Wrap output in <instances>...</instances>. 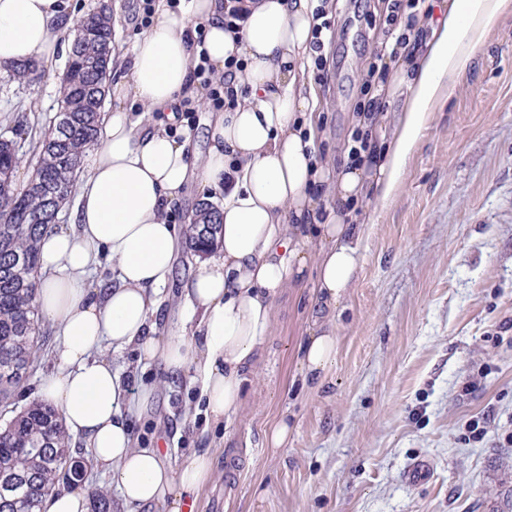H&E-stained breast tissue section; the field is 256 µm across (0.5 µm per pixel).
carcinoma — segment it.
<instances>
[{
	"mask_svg": "<svg viewBox=\"0 0 512 512\" xmlns=\"http://www.w3.org/2000/svg\"><path fill=\"white\" fill-rule=\"evenodd\" d=\"M112 46V14L102 4L90 15V28L76 32L59 105L65 130L52 127L40 141L38 159L23 187L15 177L21 157L13 141L0 140V407L31 376L38 352L35 306L42 230L58 222L72 192L73 173L99 137ZM33 63L12 67V80L30 83ZM221 245L218 207L201 202L189 231V246L207 254ZM81 467L77 452L54 408L35 403L0 426V512H43V502L60 479Z\"/></svg>",
	"mask_w": 512,
	"mask_h": 512,
	"instance_id": "1",
	"label": "carcinoma"
}]
</instances>
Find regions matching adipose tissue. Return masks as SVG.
<instances>
[{"instance_id": "ef3b65f1", "label": "adipose tissue", "mask_w": 512, "mask_h": 512, "mask_svg": "<svg viewBox=\"0 0 512 512\" xmlns=\"http://www.w3.org/2000/svg\"><path fill=\"white\" fill-rule=\"evenodd\" d=\"M224 25V0H156L150 24L130 49L113 54L99 140L81 175L70 223L43 233L36 305L56 328L58 371L37 391L58 408L95 464L109 472L125 504L194 512L212 481L210 450L172 469L159 447L138 446L129 415L153 392L130 395L102 351L129 347L143 365L187 377L205 420L230 426L270 334L273 301L315 270L314 328L299 349L306 380L323 383L336 359V311L357 278L373 217H346L362 200L393 199L426 126L436 94L473 65L474 49L512 0H448L421 47L402 46L379 91L399 112L360 113L357 127L380 130L363 160L317 154L316 87L306 73L318 0H240ZM78 18L63 0H0V64L39 58L51 64ZM203 39L214 85L233 93L192 146L183 108L208 97L190 46ZM142 105L138 115L129 104ZM201 197L223 191V259L201 263L186 282L190 338L158 334L162 294L182 233L168 215L188 186ZM114 277L94 279L103 261Z\"/></svg>"}]
</instances>
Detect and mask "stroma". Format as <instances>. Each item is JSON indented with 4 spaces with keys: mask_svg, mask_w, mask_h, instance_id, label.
Segmentation results:
<instances>
[{
    "mask_svg": "<svg viewBox=\"0 0 512 512\" xmlns=\"http://www.w3.org/2000/svg\"><path fill=\"white\" fill-rule=\"evenodd\" d=\"M378 0L329 9L320 92V155L338 157L353 130L374 51L389 33ZM67 53L52 76L12 82L0 68V138L30 155L57 109ZM197 255L183 251L160 312L162 335L184 333L175 305ZM313 274L273 304L264 356L237 419L212 430L221 467L196 512H512V15L474 51L472 68L432 106L397 196L376 214L362 269L336 313L338 354L324 385L297 368L308 334ZM132 388L157 386L133 419L142 445L180 462L203 442L182 382L134 349L105 350ZM285 445L267 436L280 418ZM480 419L485 435L470 438ZM429 466L408 483V469Z\"/></svg>",
    "mask_w": 512,
    "mask_h": 512,
    "instance_id": "1",
    "label": "stroma"
}]
</instances>
